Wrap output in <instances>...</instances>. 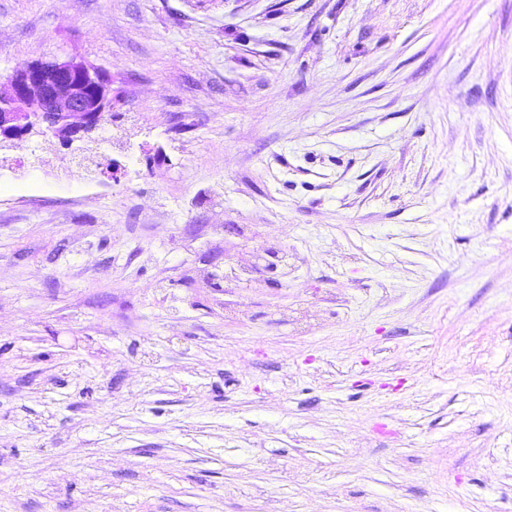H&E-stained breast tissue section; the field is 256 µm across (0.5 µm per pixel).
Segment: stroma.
Returning a JSON list of instances; mask_svg holds the SVG:
<instances>
[{"mask_svg":"<svg viewBox=\"0 0 512 512\" xmlns=\"http://www.w3.org/2000/svg\"><path fill=\"white\" fill-rule=\"evenodd\" d=\"M74 55L111 112L0 175V512H512V0H0V76Z\"/></svg>","mask_w":512,"mask_h":512,"instance_id":"stroma-1","label":"stroma"}]
</instances>
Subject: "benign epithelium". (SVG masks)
Returning <instances> with one entry per match:
<instances>
[{
    "instance_id": "7a95c632",
    "label": "benign epithelium",
    "mask_w": 512,
    "mask_h": 512,
    "mask_svg": "<svg viewBox=\"0 0 512 512\" xmlns=\"http://www.w3.org/2000/svg\"><path fill=\"white\" fill-rule=\"evenodd\" d=\"M112 111L111 82L85 60H36L0 80V143L19 146L32 134L82 141Z\"/></svg>"
}]
</instances>
